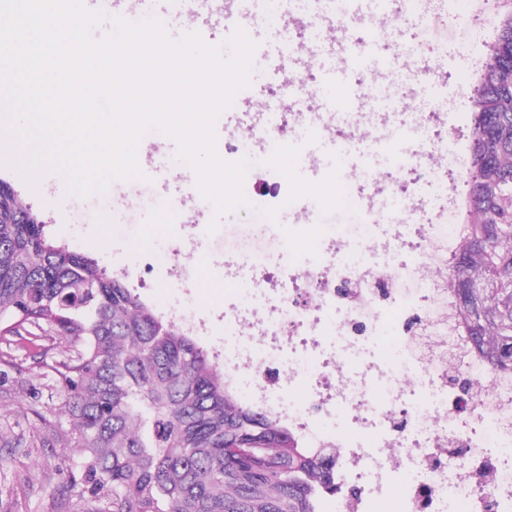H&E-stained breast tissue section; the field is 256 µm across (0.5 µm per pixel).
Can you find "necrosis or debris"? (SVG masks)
I'll return each instance as SVG.
<instances>
[{"instance_id":"necrosis-or-debris-1","label":"necrosis or debris","mask_w":512,"mask_h":512,"mask_svg":"<svg viewBox=\"0 0 512 512\" xmlns=\"http://www.w3.org/2000/svg\"><path fill=\"white\" fill-rule=\"evenodd\" d=\"M226 21L297 28L307 39L328 27L355 49L363 17L342 0L301 17L271 13L267 0L241 8L221 0ZM311 54L292 79L270 82V111L245 128L225 124L226 161L250 158L243 185L248 219L293 202L273 158L288 151L304 168L295 132L334 141L344 167L320 173L307 219L344 193L355 221L322 231L313 248L290 237L282 259L225 252L215 269L243 289L224 298V374L244 397L287 419L311 448L336 451L342 494L332 512H512V373L471 353L454 326L448 255L462 239L447 203L427 207L426 184L447 187L448 127L432 114L381 112L368 128L353 113L291 112L323 75ZM183 228L175 256H190L199 223L185 198L159 200Z\"/></svg>"}]
</instances>
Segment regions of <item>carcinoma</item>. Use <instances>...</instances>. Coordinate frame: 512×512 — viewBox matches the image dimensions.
<instances>
[{
    "mask_svg": "<svg viewBox=\"0 0 512 512\" xmlns=\"http://www.w3.org/2000/svg\"><path fill=\"white\" fill-rule=\"evenodd\" d=\"M474 115V178L464 245L448 268L455 319L483 358L512 336V64L486 84ZM489 287L476 294L471 285ZM14 336L50 329L73 350L47 363L54 410H33L34 443L70 449V491L87 512H323L336 456L305 446L268 410L242 404L195 336L48 225L0 179V324Z\"/></svg>",
    "mask_w": 512,
    "mask_h": 512,
    "instance_id": "obj_1",
    "label": "carcinoma"
}]
</instances>
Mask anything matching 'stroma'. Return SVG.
I'll return each instance as SVG.
<instances>
[{
    "label": "stroma",
    "instance_id": "35a3bbf8",
    "mask_svg": "<svg viewBox=\"0 0 512 512\" xmlns=\"http://www.w3.org/2000/svg\"><path fill=\"white\" fill-rule=\"evenodd\" d=\"M362 12L372 29L387 34L390 67L386 74L366 76L381 102L405 92L409 112H437L454 127L458 140L449 143V151L460 146L471 149L472 89L498 37L499 12L487 0H455L449 7L435 6L429 14L411 13L400 26L395 25L390 8H376L374 0H364ZM247 34L277 63L287 56L306 58L319 47L325 60L337 67L342 64L340 34L335 29L324 30L316 45L285 28L261 22L248 27ZM416 38L423 44L417 61L409 52ZM283 44L288 47L284 54L279 51ZM424 64L437 72L436 84H422L420 67ZM137 158L149 160L152 179L118 180L108 194L87 198L79 197L67 181L50 171L43 172L32 186L7 167L0 166V177L47 222L54 238L75 252L93 256L107 272L125 274L127 286L136 289L165 321L176 324L184 315L201 317L206 328L197 332L196 339L204 348L218 351L224 336V296L230 288L213 277L214 263L225 251L243 246L278 253L301 224V215L287 204L267 220L245 224L238 211L215 216L208 201L197 197L200 221L217 223L218 228L199 237L184 278L171 281L167 267L173 258L175 226L149 198L179 192L177 144L167 136L139 143ZM144 254L151 256L154 265L145 283L129 272ZM1 389L11 390L12 395L0 402V512H84V503L64 494L62 487L67 478L79 477L78 459L63 448H27L15 443L17 435L29 433L37 423L32 404H59L58 394L43 388L39 377L20 383L9 373L0 374Z\"/></svg>",
    "mask_w": 512,
    "mask_h": 512
}]
</instances>
